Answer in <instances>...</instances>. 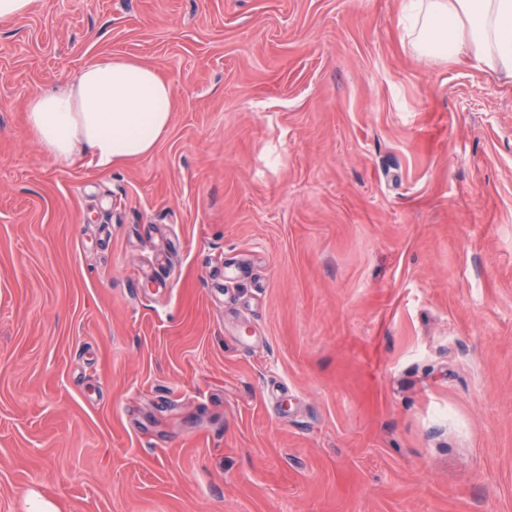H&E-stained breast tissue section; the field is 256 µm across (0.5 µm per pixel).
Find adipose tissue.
Instances as JSON below:
<instances>
[{
  "label": "adipose tissue",
  "instance_id": "ef3b65f1",
  "mask_svg": "<svg viewBox=\"0 0 512 512\" xmlns=\"http://www.w3.org/2000/svg\"><path fill=\"white\" fill-rule=\"evenodd\" d=\"M413 50L434 63L469 51L512 79V0H400ZM172 87L145 63L119 55L89 60L56 91L26 103L27 132L61 167L81 159L100 170L150 153L167 134Z\"/></svg>",
  "mask_w": 512,
  "mask_h": 512
}]
</instances>
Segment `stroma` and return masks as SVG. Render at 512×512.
<instances>
[{
  "mask_svg": "<svg viewBox=\"0 0 512 512\" xmlns=\"http://www.w3.org/2000/svg\"><path fill=\"white\" fill-rule=\"evenodd\" d=\"M138 59L146 156L25 104ZM512 512V81L400 0H34L0 20V512ZM173 108L172 87L156 70L98 56L56 91L27 100V132L58 166L88 158L109 170L150 153L167 134Z\"/></svg>",
  "mask_w": 512,
  "mask_h": 512,
  "instance_id": "stroma-1",
  "label": "stroma"
}]
</instances>
